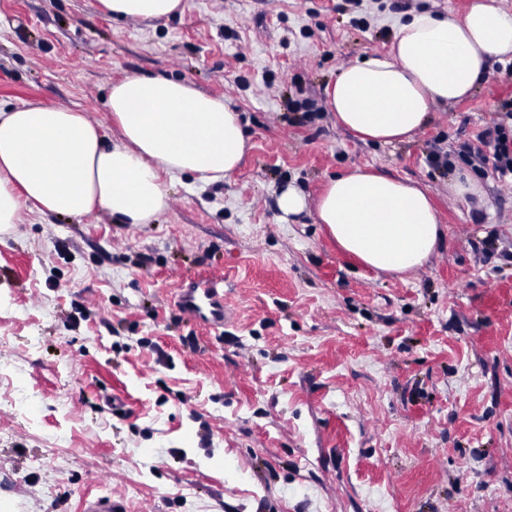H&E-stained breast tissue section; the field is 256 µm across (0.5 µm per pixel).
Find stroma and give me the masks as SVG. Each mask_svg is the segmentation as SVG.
Returning <instances> with one entry per match:
<instances>
[{
  "label": "stroma",
  "mask_w": 512,
  "mask_h": 512,
  "mask_svg": "<svg viewBox=\"0 0 512 512\" xmlns=\"http://www.w3.org/2000/svg\"><path fill=\"white\" fill-rule=\"evenodd\" d=\"M185 2L128 21L0 0V107L67 106L114 142L112 84L161 75L224 98L248 134L235 172L168 182L151 223L28 202L0 224V512L102 495L122 512H512V186L480 177L478 209L425 160L435 136L456 151L498 120L512 61L402 143L361 141L325 95L340 67L389 57L400 21L475 0ZM356 167L429 192L445 235L416 273L280 212L284 188L312 202ZM201 277L224 281L223 330L175 304Z\"/></svg>",
  "instance_id": "obj_1"
}]
</instances>
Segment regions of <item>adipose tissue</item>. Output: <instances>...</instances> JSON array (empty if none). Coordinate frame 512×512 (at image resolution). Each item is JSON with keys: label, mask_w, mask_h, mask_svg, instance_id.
I'll return each instance as SVG.
<instances>
[{"label": "adipose tissue", "mask_w": 512, "mask_h": 512, "mask_svg": "<svg viewBox=\"0 0 512 512\" xmlns=\"http://www.w3.org/2000/svg\"><path fill=\"white\" fill-rule=\"evenodd\" d=\"M112 15L159 20L182 0H99ZM512 55V14L475 0L463 19L429 13L400 23L387 60L341 67L325 89L337 121L360 140L391 144L425 124L431 106L470 96L490 56ZM107 106L120 139L105 144L83 112L27 104L0 110V224L20 219L22 203L80 217L93 210L147 224L167 204L165 175L223 180L239 166L246 139L223 99L164 76L113 84ZM283 215L313 210L340 249L382 272L421 269L443 229L416 184L355 169L328 182L315 203L296 187L278 198Z\"/></svg>", "instance_id": "adipose-tissue-1"}]
</instances>
